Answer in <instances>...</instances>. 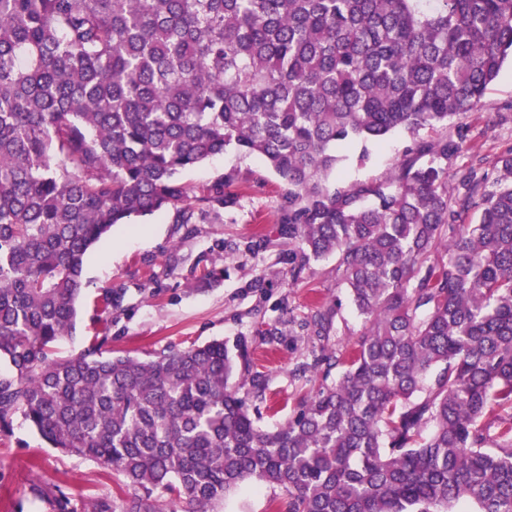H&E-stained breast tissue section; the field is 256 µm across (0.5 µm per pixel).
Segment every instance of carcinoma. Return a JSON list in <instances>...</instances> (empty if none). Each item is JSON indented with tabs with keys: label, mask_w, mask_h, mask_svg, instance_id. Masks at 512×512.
Instances as JSON below:
<instances>
[{
	"label": "carcinoma",
	"mask_w": 512,
	"mask_h": 512,
	"mask_svg": "<svg viewBox=\"0 0 512 512\" xmlns=\"http://www.w3.org/2000/svg\"><path fill=\"white\" fill-rule=\"evenodd\" d=\"M512 60V0H0V425L122 477L87 512H218L245 481L272 512H512V150L448 194L457 138L381 179L330 182L336 146L448 125ZM234 146L285 185L289 276L333 257L368 324L288 421L222 340L148 361L75 328L88 250L182 207V172ZM477 223L468 224L469 212ZM444 250L447 259L434 255ZM495 435L487 419L498 409Z\"/></svg>",
	"instance_id": "carcinoma-1"
}]
</instances>
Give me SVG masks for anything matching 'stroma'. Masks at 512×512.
Wrapping results in <instances>:
<instances>
[{
  "instance_id": "1",
  "label": "stroma",
  "mask_w": 512,
  "mask_h": 512,
  "mask_svg": "<svg viewBox=\"0 0 512 512\" xmlns=\"http://www.w3.org/2000/svg\"><path fill=\"white\" fill-rule=\"evenodd\" d=\"M460 126L466 137L448 161L449 172L469 166L491 171L512 150L511 65L490 84L483 110L464 113L445 130L390 134L363 163L358 148H349L336 177L343 183L382 178L414 138L452 136ZM225 178L232 204L201 202L188 225L175 208L139 217L115 226L89 250L75 328L54 343L51 355H78L100 338L104 354L146 361L162 351L220 340L231 353L246 352L266 376L268 406L260 411V424L273 429L312 388L295 378L296 367L315 350H351L365 322L332 274L333 259L313 263L299 282H291L287 247L278 235L284 185L264 158L230 147L180 176L201 199ZM259 234L267 247L247 251ZM213 268L223 270V278L203 284L204 272ZM111 288L122 295L108 307L103 296ZM319 310L333 314L332 329L322 339L303 327ZM115 492L111 474L50 447L22 414L0 427V512H51L49 500L60 493L80 507ZM280 494L247 481L226 495L223 512H266L269 499Z\"/></svg>"
}]
</instances>
